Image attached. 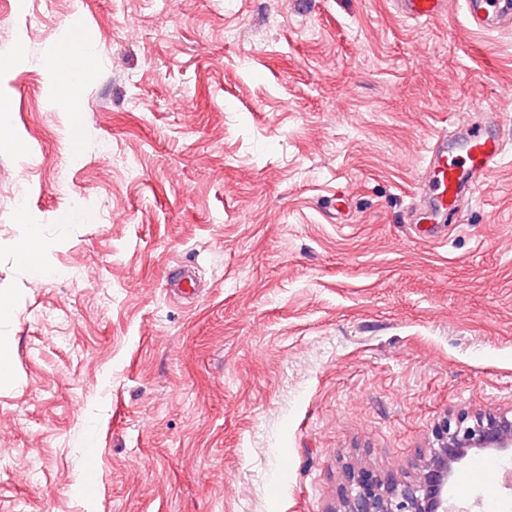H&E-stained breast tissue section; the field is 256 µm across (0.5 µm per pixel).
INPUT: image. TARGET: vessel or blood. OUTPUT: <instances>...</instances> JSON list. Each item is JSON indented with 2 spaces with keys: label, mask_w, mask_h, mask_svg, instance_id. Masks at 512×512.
<instances>
[{
  "label": "vessel or blood",
  "mask_w": 512,
  "mask_h": 512,
  "mask_svg": "<svg viewBox=\"0 0 512 512\" xmlns=\"http://www.w3.org/2000/svg\"><path fill=\"white\" fill-rule=\"evenodd\" d=\"M395 13L415 22L452 19L464 10L468 23L495 31L512 23V0H391ZM512 124V114L487 108L481 121H458L453 132H440L428 142L413 223L461 221L468 205L489 176L503 163L507 145L497 133Z\"/></svg>",
  "instance_id": "vessel-or-blood-1"
}]
</instances>
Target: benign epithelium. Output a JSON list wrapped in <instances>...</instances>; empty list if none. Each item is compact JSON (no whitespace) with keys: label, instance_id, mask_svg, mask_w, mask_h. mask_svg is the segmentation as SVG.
Returning a JSON list of instances; mask_svg holds the SVG:
<instances>
[{"label":"benign epithelium","instance_id":"obj_1","mask_svg":"<svg viewBox=\"0 0 512 512\" xmlns=\"http://www.w3.org/2000/svg\"><path fill=\"white\" fill-rule=\"evenodd\" d=\"M512 450V410L448 416L437 427L430 448L420 453L415 473L398 480L346 469L338 500L342 512H472L448 498L455 465L468 457Z\"/></svg>","mask_w":512,"mask_h":512}]
</instances>
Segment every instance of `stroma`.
Listing matches in <instances>:
<instances>
[{"instance_id":"1","label":"stroma","mask_w":512,"mask_h":512,"mask_svg":"<svg viewBox=\"0 0 512 512\" xmlns=\"http://www.w3.org/2000/svg\"><path fill=\"white\" fill-rule=\"evenodd\" d=\"M77 30L74 119L51 67ZM0 95V512H333L347 464L406 479L446 415L512 409V152L442 239L409 224L428 140L512 108V28L0 0ZM28 222L48 277L15 258ZM473 467L451 495L512 512Z\"/></svg>"}]
</instances>
